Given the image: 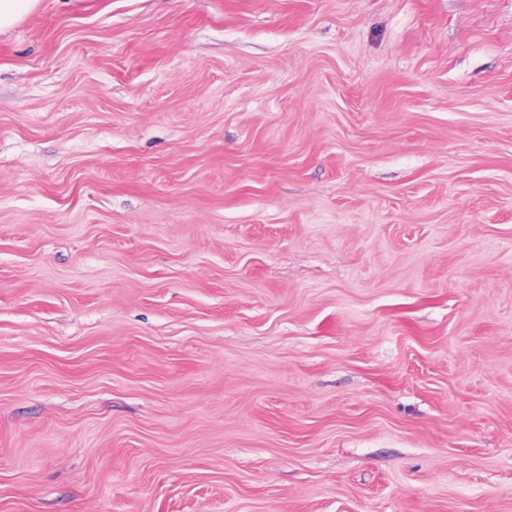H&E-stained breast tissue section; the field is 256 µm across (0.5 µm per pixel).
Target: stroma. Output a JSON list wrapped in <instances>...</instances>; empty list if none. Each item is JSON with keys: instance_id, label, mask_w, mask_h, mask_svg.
Instances as JSON below:
<instances>
[{"instance_id": "35a3bbf8", "label": "stroma", "mask_w": 512, "mask_h": 512, "mask_svg": "<svg viewBox=\"0 0 512 512\" xmlns=\"http://www.w3.org/2000/svg\"><path fill=\"white\" fill-rule=\"evenodd\" d=\"M0 512H512V0L0 35Z\"/></svg>"}]
</instances>
